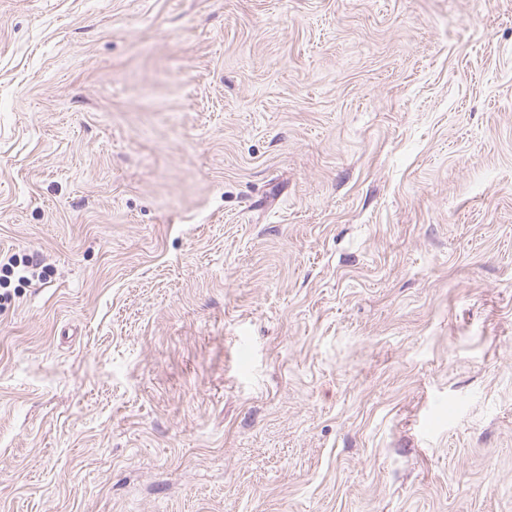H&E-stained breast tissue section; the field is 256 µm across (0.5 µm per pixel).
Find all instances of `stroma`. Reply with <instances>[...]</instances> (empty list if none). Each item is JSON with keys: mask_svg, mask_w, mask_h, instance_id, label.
<instances>
[{"mask_svg": "<svg viewBox=\"0 0 512 512\" xmlns=\"http://www.w3.org/2000/svg\"><path fill=\"white\" fill-rule=\"evenodd\" d=\"M0 512H512V0H0ZM35 277H43V273H37V267L29 261L21 262L15 257L8 258L7 262L2 264L0 261V288H7L11 283V279L16 280L19 284H27Z\"/></svg>", "mask_w": 512, "mask_h": 512, "instance_id": "obj_1", "label": "stroma"}]
</instances>
